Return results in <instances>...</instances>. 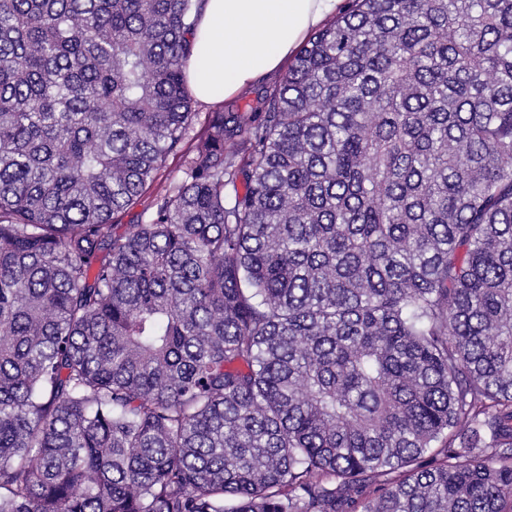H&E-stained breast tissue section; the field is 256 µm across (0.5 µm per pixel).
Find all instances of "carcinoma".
<instances>
[{
  "instance_id": "1",
  "label": "carcinoma",
  "mask_w": 512,
  "mask_h": 512,
  "mask_svg": "<svg viewBox=\"0 0 512 512\" xmlns=\"http://www.w3.org/2000/svg\"><path fill=\"white\" fill-rule=\"evenodd\" d=\"M203 3L0 0V512H512V0L194 134ZM157 190L147 189L138 199L137 203L122 216L116 231L123 233L127 231L130 224H139L141 220H145L149 213L153 210Z\"/></svg>"
}]
</instances>
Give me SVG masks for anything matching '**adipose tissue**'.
Returning <instances> with one entry per match:
<instances>
[{
    "mask_svg": "<svg viewBox=\"0 0 512 512\" xmlns=\"http://www.w3.org/2000/svg\"><path fill=\"white\" fill-rule=\"evenodd\" d=\"M341 0H205L196 26L206 63L189 61L187 80L201 102L249 89L259 77L284 67Z\"/></svg>",
    "mask_w": 512,
    "mask_h": 512,
    "instance_id": "obj_1",
    "label": "adipose tissue"
}]
</instances>
